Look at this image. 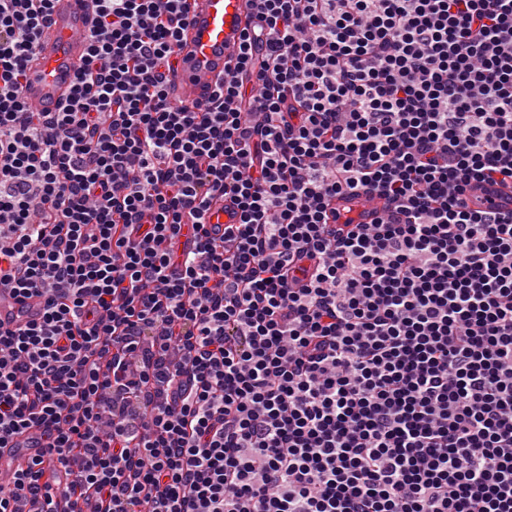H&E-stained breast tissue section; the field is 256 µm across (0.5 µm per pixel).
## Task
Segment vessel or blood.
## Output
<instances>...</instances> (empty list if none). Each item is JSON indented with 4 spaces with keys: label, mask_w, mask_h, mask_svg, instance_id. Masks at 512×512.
Returning <instances> with one entry per match:
<instances>
[{
    "label": "vessel or blood",
    "mask_w": 512,
    "mask_h": 512,
    "mask_svg": "<svg viewBox=\"0 0 512 512\" xmlns=\"http://www.w3.org/2000/svg\"><path fill=\"white\" fill-rule=\"evenodd\" d=\"M254 12V0H189L188 20L176 48L177 64L171 76L178 103L205 100L223 81ZM93 15V0H54L27 68L23 90L25 99L37 111H57L68 97L87 55L84 34ZM333 208L337 222L350 216L368 224L384 212L385 201L375 193H346L337 195ZM40 312L39 298L22 301L12 293L0 292V323L30 321ZM42 454L40 431L22 434L11 447L0 448V476Z\"/></svg>",
    "instance_id": "vessel-or-blood-1"
}]
</instances>
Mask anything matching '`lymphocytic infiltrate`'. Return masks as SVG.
Segmentation results:
<instances>
[{"mask_svg":"<svg viewBox=\"0 0 512 512\" xmlns=\"http://www.w3.org/2000/svg\"><path fill=\"white\" fill-rule=\"evenodd\" d=\"M52 4L0 0V512H512V0H260L198 110L188 0H94L37 112ZM93 15V0H54L23 90L38 112H56L70 94L87 55L84 34ZM336 224H344L345 217L355 218V224H371L385 210V200L375 193L340 194L333 203ZM41 312L39 298L32 297L20 301L11 292H0V321L2 324H12L19 320L36 319ZM12 448H0V476L9 474L32 458L41 457V431L32 430L17 437Z\"/></svg>","mask_w":512,"mask_h":512,"instance_id":"f902f5d3","label":"lymphocytic infiltrate"}]
</instances>
